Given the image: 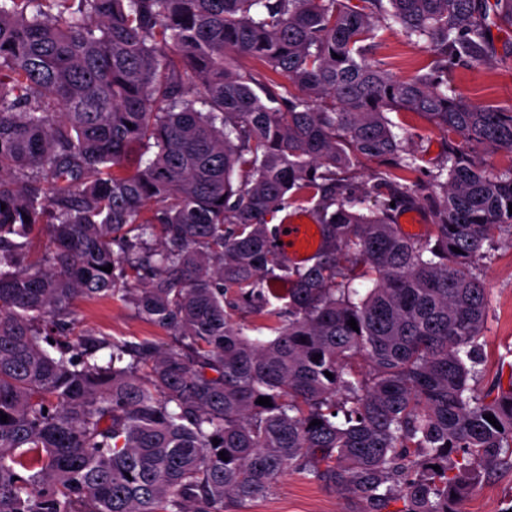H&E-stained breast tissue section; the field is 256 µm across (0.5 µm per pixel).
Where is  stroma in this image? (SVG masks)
I'll return each instance as SVG.
<instances>
[{
    "instance_id": "1",
    "label": "stroma",
    "mask_w": 512,
    "mask_h": 512,
    "mask_svg": "<svg viewBox=\"0 0 512 512\" xmlns=\"http://www.w3.org/2000/svg\"><path fill=\"white\" fill-rule=\"evenodd\" d=\"M494 57L486 62L455 67L448 79L465 99L475 105L512 110V31L492 30ZM373 59L385 62L398 78L409 77L428 61L421 44L408 41L399 25L380 29ZM399 137L416 150L420 168L412 181L427 183L428 173L444 157L448 138L430 120L412 112H394ZM489 312L483 332L482 377L479 388H487L497 374L512 367V237L495 239L491 259L484 271ZM83 325L104 335L136 340H165L162 329L139 319L128 307L113 300H80L74 305ZM512 499V467L491 473L462 500L463 512H501ZM351 499L309 482L297 473L285 474L265 499L251 503L248 512H353Z\"/></svg>"
}]
</instances>
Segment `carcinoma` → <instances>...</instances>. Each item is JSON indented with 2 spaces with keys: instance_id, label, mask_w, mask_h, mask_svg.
Wrapping results in <instances>:
<instances>
[{
  "instance_id": "carcinoma-1",
  "label": "carcinoma",
  "mask_w": 512,
  "mask_h": 512,
  "mask_svg": "<svg viewBox=\"0 0 512 512\" xmlns=\"http://www.w3.org/2000/svg\"><path fill=\"white\" fill-rule=\"evenodd\" d=\"M393 23L430 54L404 80L370 58ZM494 27L512 0H0V512H247L289 471L460 512L512 467V374L469 384L512 236V171L477 148L512 151V110L448 84ZM400 110L448 135L425 189ZM359 156L392 166L360 185ZM304 203L310 265L270 224ZM79 298L169 340L87 328Z\"/></svg>"
}]
</instances>
